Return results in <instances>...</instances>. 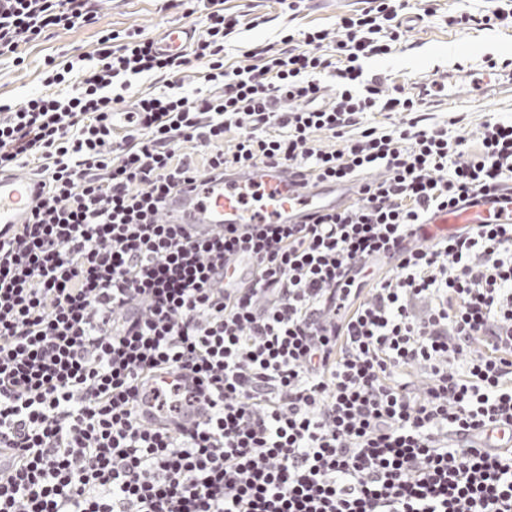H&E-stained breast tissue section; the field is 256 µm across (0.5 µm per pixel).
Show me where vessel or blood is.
<instances>
[{"instance_id":"b4317fda","label":"vessel or blood","mask_w":512,"mask_h":512,"mask_svg":"<svg viewBox=\"0 0 512 512\" xmlns=\"http://www.w3.org/2000/svg\"><path fill=\"white\" fill-rule=\"evenodd\" d=\"M195 35L193 27L173 24L158 42L164 52L184 50ZM449 88L465 83L472 99L512 97V80L501 81L488 70L457 65L447 72ZM41 186L28 170L18 168L0 177V228L27 223ZM357 197L355 182L305 185L283 168L246 170L221 180L198 179L174 194L163 206L167 224L183 225L195 238L209 237L227 224H300L310 215L342 209ZM512 223V189L480 194L453 211L429 215L431 237L448 235L463 225Z\"/></svg>"}]
</instances>
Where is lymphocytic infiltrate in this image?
I'll use <instances>...</instances> for the list:
<instances>
[{"label": "lymphocytic infiltrate", "mask_w": 512, "mask_h": 512, "mask_svg": "<svg viewBox=\"0 0 512 512\" xmlns=\"http://www.w3.org/2000/svg\"><path fill=\"white\" fill-rule=\"evenodd\" d=\"M106 2L0 0V57ZM408 5L367 0L339 39L295 30L228 66L241 19L207 0L190 54L111 31L94 63H51L48 93L0 105V173L44 181L0 232V512H512V447L475 443L512 427V224L420 236L512 184V121L469 147L432 121V85L366 72ZM142 76L161 90L135 93ZM261 166L364 183L308 224L195 240L161 221L199 173ZM243 253L242 286L212 287ZM198 402L206 421L174 424Z\"/></svg>", "instance_id": "obj_1"}]
</instances>
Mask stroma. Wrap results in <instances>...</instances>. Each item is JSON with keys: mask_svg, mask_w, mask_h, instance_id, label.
Wrapping results in <instances>:
<instances>
[{"mask_svg": "<svg viewBox=\"0 0 512 512\" xmlns=\"http://www.w3.org/2000/svg\"><path fill=\"white\" fill-rule=\"evenodd\" d=\"M490 0H436V14L406 22L407 34L392 55L367 62L371 72L388 75L395 83L407 84L436 67L463 64L484 66L487 59L512 61V22L490 30L463 29L449 24L452 12L479 13L491 9ZM365 0H300L289 10L282 0H224L226 11L249 17H264L258 27L243 25L233 35L226 64H239L241 52L255 42L277 44L283 28L319 27L335 30L339 17L365 8ZM201 0H112L96 23L59 28L32 41L19 42L14 54L0 58V104H13L45 90L43 73L50 60L71 56H93L104 31H139L157 37L172 24L200 26ZM435 121H452L453 134L469 138L486 117L512 120V99L496 98L475 103L467 95L455 100L438 98L430 108Z\"/></svg>", "mask_w": 512, "mask_h": 512, "instance_id": "stroma-1", "label": "stroma"}]
</instances>
